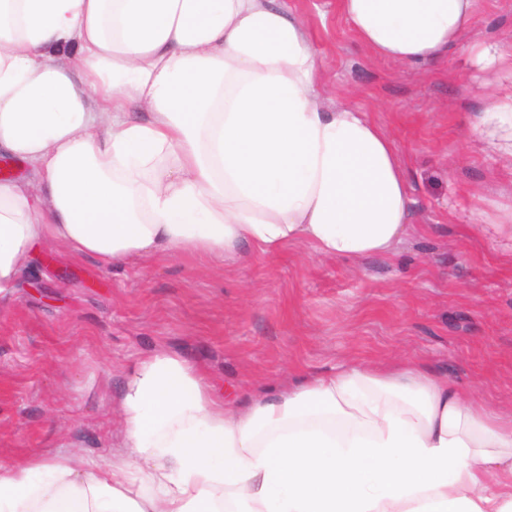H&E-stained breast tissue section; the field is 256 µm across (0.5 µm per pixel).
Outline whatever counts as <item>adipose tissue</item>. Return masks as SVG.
I'll list each match as a JSON object with an SVG mask.
<instances>
[{"mask_svg":"<svg viewBox=\"0 0 512 512\" xmlns=\"http://www.w3.org/2000/svg\"><path fill=\"white\" fill-rule=\"evenodd\" d=\"M486 0H336L435 67ZM476 129L512 154V51L478 43ZM288 0H0V296L65 244L119 270L191 251L386 255L413 200L389 136L326 104ZM120 454L0 463V512H512V419L416 365L343 362L239 406L182 355L129 372Z\"/></svg>","mask_w":512,"mask_h":512,"instance_id":"1","label":"adipose tissue"}]
</instances>
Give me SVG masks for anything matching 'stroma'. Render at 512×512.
I'll return each mask as SVG.
<instances>
[{
  "label": "stroma",
  "mask_w": 512,
  "mask_h": 512,
  "mask_svg": "<svg viewBox=\"0 0 512 512\" xmlns=\"http://www.w3.org/2000/svg\"><path fill=\"white\" fill-rule=\"evenodd\" d=\"M336 0H288L305 21L337 105L392 139L414 203L385 256L339 260L303 243L275 257L192 252L134 261L115 274L61 243L38 282L0 298V461L120 451L112 405L138 361L165 348L203 370L214 392L247 400L340 362H420L512 415V252L479 229L512 203V157L484 152L488 104L462 59L429 70L376 59ZM473 39L512 48V12L489 7ZM71 270L58 278L59 269Z\"/></svg>",
  "instance_id": "obj_1"
}]
</instances>
